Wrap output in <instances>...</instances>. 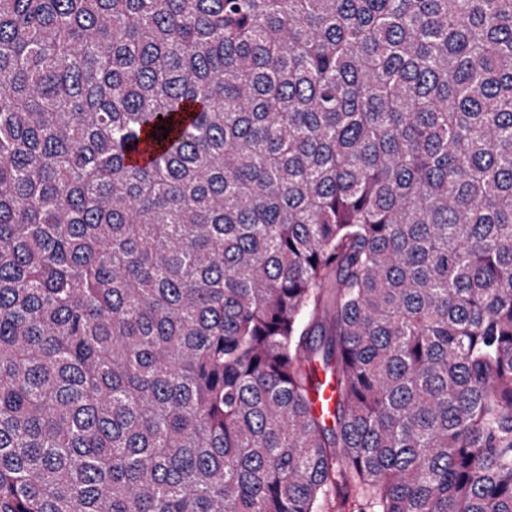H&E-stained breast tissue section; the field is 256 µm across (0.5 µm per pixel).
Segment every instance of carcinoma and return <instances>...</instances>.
<instances>
[{"mask_svg":"<svg viewBox=\"0 0 512 512\" xmlns=\"http://www.w3.org/2000/svg\"><path fill=\"white\" fill-rule=\"evenodd\" d=\"M0 512H512V0H0Z\"/></svg>","mask_w":512,"mask_h":512,"instance_id":"cac0c4a2","label":"carcinoma"}]
</instances>
